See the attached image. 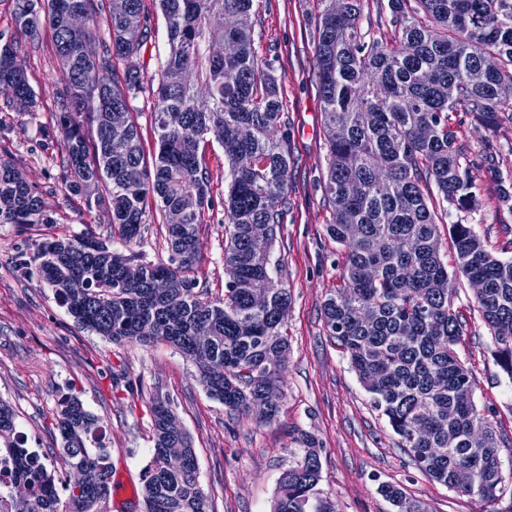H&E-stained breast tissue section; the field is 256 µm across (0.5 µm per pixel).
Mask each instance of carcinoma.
Wrapping results in <instances>:
<instances>
[{"mask_svg":"<svg viewBox=\"0 0 512 512\" xmlns=\"http://www.w3.org/2000/svg\"><path fill=\"white\" fill-rule=\"evenodd\" d=\"M167 56L154 74L141 61L152 32L144 0H16L13 25L34 42L43 29L59 64L55 121L67 186L88 208L111 214L126 245L162 217L169 258L114 252L92 237L44 241L32 257L75 322L114 342H166L192 361L207 395L261 423L279 413L277 382L288 359L283 326L291 297L268 267L288 195L289 133L275 76L253 50L254 0H157ZM313 72L328 145L326 232L344 247L340 285L323 304L328 335L349 359L376 410L417 468L457 493L496 500L503 492L497 435L474 400L456 352L467 322L454 309L440 254L434 183L456 210L476 204L474 163L451 120L468 112L495 130L512 121V0H376L395 26L390 42L359 25L362 0H323ZM214 44L233 46L228 55ZM483 70L473 84L468 75ZM0 87L9 104L35 107L21 42L0 44ZM153 90L157 151L146 156L131 102ZM126 145L111 153L112 140ZM216 142L228 163L224 295L204 297L188 276L211 203L201 148ZM498 207L512 213V181L499 179ZM38 193L0 155V224H53ZM454 269L477 282L479 316L512 380V260L493 257L467 224L448 228ZM138 267L140 277L127 280ZM256 291L267 294L261 308ZM170 402L154 398L152 457L140 491L144 512H214L199 482L186 429L170 428ZM61 446L26 447L17 412L0 399V512H107L112 448L103 421L62 395L53 413ZM281 477L273 512H336L318 488L321 448ZM467 485L457 483L461 470ZM379 491L392 512H427L397 486Z\"/></svg>","mask_w":512,"mask_h":512,"instance_id":"obj_1","label":"carcinoma"}]
</instances>
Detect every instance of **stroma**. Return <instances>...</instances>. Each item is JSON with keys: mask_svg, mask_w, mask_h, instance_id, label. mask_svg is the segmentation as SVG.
Wrapping results in <instances>:
<instances>
[{"mask_svg": "<svg viewBox=\"0 0 512 512\" xmlns=\"http://www.w3.org/2000/svg\"><path fill=\"white\" fill-rule=\"evenodd\" d=\"M319 0H256L253 48L277 77L290 133L288 203L269 251V267L280 271L291 292L285 317L290 352L279 382L280 412L270 424L229 411L210 399L192 362L164 342L116 345L79 328L37 277L32 260L37 243L92 235L109 248L135 250L152 261L167 260L165 231L146 225L129 247L111 233L106 211L89 209L84 196L67 187L60 134L53 116V91L60 79L57 61L44 50L31 51L29 83L34 111L7 106L0 95V152H8L21 177L42 197L54 217L50 224H0V397L17 411V425L28 447L58 446L53 421L58 398L80 397L105 420L112 446V479L126 493L110 512H142L138 505L142 472L152 454L151 401L169 397L191 435L199 482L215 512H272L279 480L303 455L301 435H313L321 452L324 496L337 512H391L379 486L390 483L422 502L428 512H498L497 503L462 495L422 472L401 450L399 438L327 333L322 314L330 288L339 284L343 248L329 238L330 209L321 181L327 147L318 89L313 78L314 18ZM473 171L478 205L453 210L439 226L440 252L451 260L450 224L470 225L486 250L512 258V214L497 206L499 170L512 169V124L489 131L472 115L453 116ZM498 156L482 160L486 141ZM213 205L199 236L198 260L189 275L211 295L224 293V150L205 153ZM454 305L468 315L456 351L474 378V399L488 409L498 435L512 439V382L492 355L490 335L472 314L474 291L458 279Z\"/></svg>", "mask_w": 512, "mask_h": 512, "instance_id": "stroma-1", "label": "stroma"}]
</instances>
